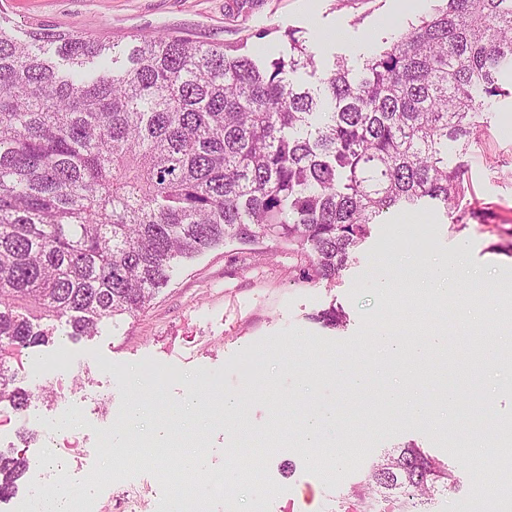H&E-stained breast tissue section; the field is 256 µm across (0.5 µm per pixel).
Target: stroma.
<instances>
[{"instance_id":"1","label":"stroma","mask_w":512,"mask_h":512,"mask_svg":"<svg viewBox=\"0 0 512 512\" xmlns=\"http://www.w3.org/2000/svg\"><path fill=\"white\" fill-rule=\"evenodd\" d=\"M433 6L434 0H247L241 7L236 0H0V24L34 21L127 39L180 31L203 44L267 53L282 46L285 32L297 29L317 60L342 56L356 67ZM484 118L467 155L471 189L462 207L470 216L464 228H454L434 202L390 212L373 225L357 263L331 285L303 280L300 260L287 246L268 242L255 251L229 242L181 263L137 317L102 322L95 336L76 341L65 322H55L51 344L7 358L16 386L24 389L32 386V367L43 365L40 382L47 391L35 394L24 410L0 403L10 417L0 432V449L21 454L31 447L63 455L69 475L79 476L92 467L95 444L128 437L123 415L138 399L151 419L170 420L171 447L193 443L206 451L209 467L223 465V449L249 439L265 447L284 445L270 471L287 491L268 512H340L374 461L411 443L448 462L458 479L455 491L433 495L430 512H459L487 486L496 491L493 512H502L512 503L503 460L488 458L483 482L475 484L465 451L448 427L469 418L473 440L512 449V347L486 361L481 331L450 316L430 296L407 291L391 296L381 285L403 261L430 263L448 256L458 257L457 271L467 278L512 281V98L494 104ZM334 305L347 314L344 329L313 319ZM390 312L420 320L413 333L420 341L434 329H447V353H432L420 366L395 360L374 372L368 389H348L332 370L333 361L356 348ZM153 365L165 370L160 380L146 373ZM445 377L459 392L484 397L486 412L472 411L461 399L452 405L441 401ZM213 380L219 390L210 388ZM397 382L430 403L429 418H413L399 403L381 400V392ZM190 387L203 397L202 434L196 438L179 420ZM228 393L240 397L237 413L222 407ZM64 406L76 421L69 431L39 427L32 418L33 410L51 416ZM317 407L333 410L342 434L355 443L346 462H334L326 450L316 454L298 447L303 419ZM131 491L137 494L136 512H166L160 487L149 475L112 484L99 501L114 505Z\"/></svg>"}]
</instances>
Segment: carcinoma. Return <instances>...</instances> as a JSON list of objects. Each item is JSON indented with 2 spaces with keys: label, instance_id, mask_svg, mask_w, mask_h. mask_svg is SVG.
I'll return each instance as SVG.
<instances>
[{
  "label": "carcinoma",
  "instance_id": "obj_1",
  "mask_svg": "<svg viewBox=\"0 0 512 512\" xmlns=\"http://www.w3.org/2000/svg\"><path fill=\"white\" fill-rule=\"evenodd\" d=\"M305 71L308 85L291 75ZM512 0H437L357 68L320 69L290 30L278 55L158 32L123 43L0 26V401L5 355L144 312L176 262L237 241L285 245L336 281L386 210L435 201L454 224L483 113L512 97ZM313 320L346 324L333 306ZM26 476L0 452V499ZM453 471L409 445L357 488L426 497Z\"/></svg>",
  "mask_w": 512,
  "mask_h": 512
}]
</instances>
